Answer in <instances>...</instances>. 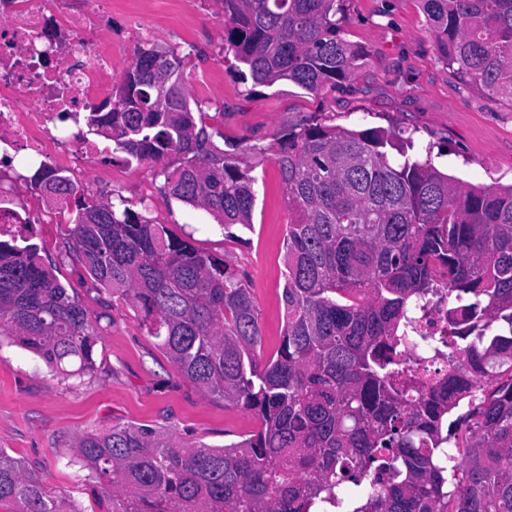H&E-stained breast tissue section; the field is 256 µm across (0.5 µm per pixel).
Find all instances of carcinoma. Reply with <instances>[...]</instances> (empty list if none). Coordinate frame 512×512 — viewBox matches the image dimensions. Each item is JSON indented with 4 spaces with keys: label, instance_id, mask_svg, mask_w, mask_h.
Wrapping results in <instances>:
<instances>
[{
    "label": "carcinoma",
    "instance_id": "cac0c4a2",
    "mask_svg": "<svg viewBox=\"0 0 512 512\" xmlns=\"http://www.w3.org/2000/svg\"><path fill=\"white\" fill-rule=\"evenodd\" d=\"M224 49L242 78L316 91L347 80L358 51L342 0H218ZM448 67L512 105V0H424ZM173 51L142 49L112 111L89 127L112 154L158 166L169 196L253 229L248 151L227 153L197 123ZM381 129L319 120L283 130L271 152L288 205L285 330L263 356L247 280L141 213L94 203L47 168L26 178L75 214L74 250L93 279L139 311L147 334L201 391L260 426L222 448L178 445L115 424L79 437L71 461L112 494V512H512V185L458 182L431 158L385 151ZM446 273V288L434 275ZM448 338L402 368L427 296ZM0 336L65 378L93 368L100 332L29 238L0 240ZM67 512L0 448V509Z\"/></svg>",
    "mask_w": 512,
    "mask_h": 512
}]
</instances>
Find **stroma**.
I'll return each instance as SVG.
<instances>
[{
	"instance_id": "obj_1",
	"label": "stroma",
	"mask_w": 512,
	"mask_h": 512,
	"mask_svg": "<svg viewBox=\"0 0 512 512\" xmlns=\"http://www.w3.org/2000/svg\"><path fill=\"white\" fill-rule=\"evenodd\" d=\"M216 0H114L112 41L130 68L140 47L176 51L187 89L201 104L216 145L224 150L270 145L277 132L319 117L355 130L382 128L431 147L434 165L475 186L512 184V106L490 98L450 70L423 0H344L342 36L361 56L348 80L316 92L290 82L271 86L242 80L224 51ZM252 230L225 236L206 211L163 190L152 163L113 157L95 174L88 198H120L147 210L156 223L245 274L253 291L266 351L284 334L281 294L286 273L288 209L277 170L255 156ZM71 221L44 208L30 225L43 265L97 318L101 336L91 373L63 379L30 350L0 339V448L20 459L63 500L69 512H110L94 493L87 470L68 454L83 433L115 424L159 428L179 444L221 446L255 431V415L225 405L184 378L141 329L135 310L88 273L72 246Z\"/></svg>"
}]
</instances>
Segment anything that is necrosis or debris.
I'll return each instance as SVG.
<instances>
[{"instance_id": "1", "label": "necrosis or debris", "mask_w": 512, "mask_h": 512, "mask_svg": "<svg viewBox=\"0 0 512 512\" xmlns=\"http://www.w3.org/2000/svg\"><path fill=\"white\" fill-rule=\"evenodd\" d=\"M112 0H0V172L18 154L94 170L103 147L83 122L112 109Z\"/></svg>"}]
</instances>
